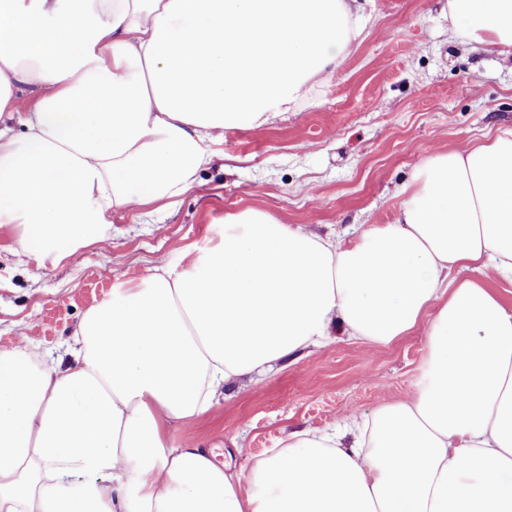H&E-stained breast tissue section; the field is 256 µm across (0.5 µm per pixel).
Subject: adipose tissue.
I'll use <instances>...</instances> for the list:
<instances>
[{
  "label": "adipose tissue",
  "instance_id": "1",
  "mask_svg": "<svg viewBox=\"0 0 512 512\" xmlns=\"http://www.w3.org/2000/svg\"><path fill=\"white\" fill-rule=\"evenodd\" d=\"M360 0H0V234L59 264L117 210L176 205L230 128L297 110ZM512 50V0H448ZM357 243L248 209L182 269L88 308L63 354L0 350V512H512V129L436 154ZM428 320L416 389L289 433L241 477L173 429L334 330Z\"/></svg>",
  "mask_w": 512,
  "mask_h": 512
}]
</instances>
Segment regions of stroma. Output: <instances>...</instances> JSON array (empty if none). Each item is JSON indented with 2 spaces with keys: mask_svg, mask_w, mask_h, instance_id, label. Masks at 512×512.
<instances>
[{
  "mask_svg": "<svg viewBox=\"0 0 512 512\" xmlns=\"http://www.w3.org/2000/svg\"><path fill=\"white\" fill-rule=\"evenodd\" d=\"M445 0H363L366 28L298 111L228 129L221 161L169 209L115 211L110 236L73 262L41 267L0 238V349L19 337L60 350L91 306L154 267H182L217 244L226 216L263 210L352 243L355 224L390 223L402 186L433 155L512 128V56L452 38ZM428 326L389 345L333 332L303 355L224 390L203 422L178 426L240 469L293 430H331L402 399L421 375Z\"/></svg>",
  "mask_w": 512,
  "mask_h": 512,
  "instance_id": "obj_1",
  "label": "stroma"
}]
</instances>
